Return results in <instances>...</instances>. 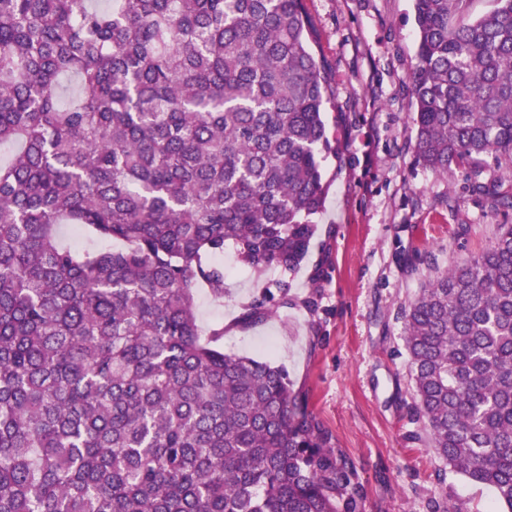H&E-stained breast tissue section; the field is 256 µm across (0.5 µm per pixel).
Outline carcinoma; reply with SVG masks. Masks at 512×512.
<instances>
[{"label": "carcinoma", "instance_id": "cac0c4a2", "mask_svg": "<svg viewBox=\"0 0 512 512\" xmlns=\"http://www.w3.org/2000/svg\"><path fill=\"white\" fill-rule=\"evenodd\" d=\"M469 2L414 0L410 125L436 173L512 158V0ZM327 94L304 0H0V512H361L284 371L196 318L224 246L255 272L307 256ZM403 319L430 447L512 512V224Z\"/></svg>", "mask_w": 512, "mask_h": 512}]
</instances>
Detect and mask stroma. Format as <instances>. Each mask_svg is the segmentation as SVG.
Here are the masks:
<instances>
[{
  "mask_svg": "<svg viewBox=\"0 0 512 512\" xmlns=\"http://www.w3.org/2000/svg\"><path fill=\"white\" fill-rule=\"evenodd\" d=\"M315 53L327 67L325 120L340 155L305 261L294 270L245 271L224 251V300L197 296L202 327L224 326L225 354L282 367L335 443L356 463L363 512H486L490 492L431 450L414 402L401 311L428 267L446 270L481 252L512 209L468 189L470 173L425 168L410 129L415 63L413 0H304ZM271 317L247 305L276 283Z\"/></svg>",
  "mask_w": 512,
  "mask_h": 512,
  "instance_id": "stroma-1",
  "label": "stroma"
}]
</instances>
